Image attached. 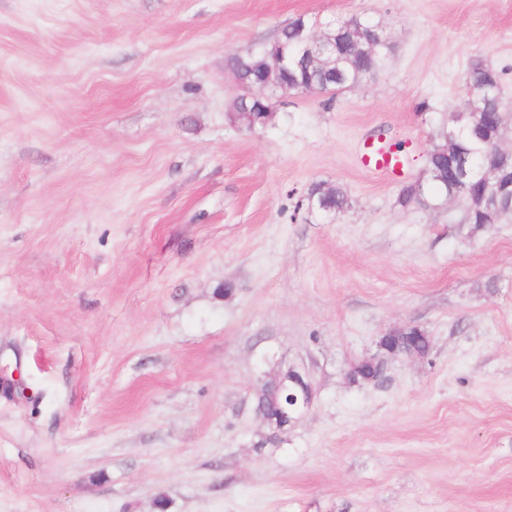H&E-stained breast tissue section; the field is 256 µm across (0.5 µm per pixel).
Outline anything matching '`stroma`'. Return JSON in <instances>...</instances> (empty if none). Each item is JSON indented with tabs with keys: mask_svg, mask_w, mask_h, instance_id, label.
<instances>
[{
	"mask_svg": "<svg viewBox=\"0 0 512 512\" xmlns=\"http://www.w3.org/2000/svg\"><path fill=\"white\" fill-rule=\"evenodd\" d=\"M352 15L373 77L229 122L231 57ZM481 56L512 123V0H0V512H512V215L398 202ZM408 324L428 354L350 382ZM288 365L314 404L256 448ZM359 162L366 170L386 178H398L405 170L401 152L380 139L363 143L359 152Z\"/></svg>",
	"mask_w": 512,
	"mask_h": 512,
	"instance_id": "obj_1",
	"label": "stroma"
}]
</instances>
